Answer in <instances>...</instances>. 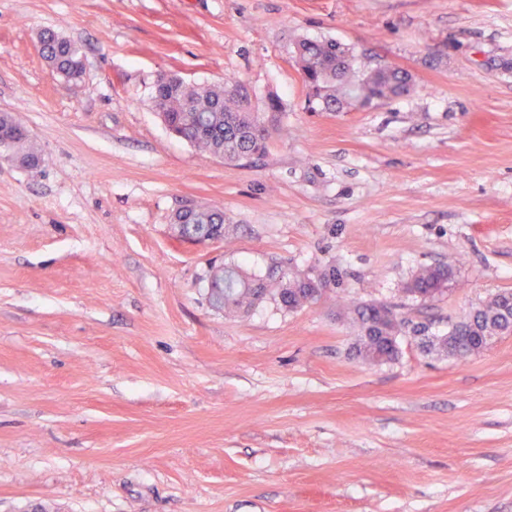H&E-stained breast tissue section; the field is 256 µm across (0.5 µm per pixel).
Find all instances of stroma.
<instances>
[{
	"mask_svg": "<svg viewBox=\"0 0 512 512\" xmlns=\"http://www.w3.org/2000/svg\"><path fill=\"white\" fill-rule=\"evenodd\" d=\"M50 28L81 82L43 60ZM407 69L409 95L309 103L298 39ZM285 110L228 162L150 107L160 73ZM0 512H512V334L466 359L357 356L347 308L433 333L512 290V0H0ZM220 207L223 240L178 236ZM453 262L443 296L407 291ZM326 291L228 318L213 267ZM39 40L44 44L43 58L51 61L53 70L64 80L73 82L82 76L83 55L74 43L51 29L40 31ZM40 41L38 42L42 53L43 45ZM82 63L85 71L84 58ZM25 126L14 114L0 112V129L19 130ZM24 137H17L11 140L9 151L16 162L27 169L34 170L40 166L41 153L29 138V131L21 129L18 131Z\"/></svg>",
	"mask_w": 512,
	"mask_h": 512,
	"instance_id": "stroma-1",
	"label": "stroma"
}]
</instances>
